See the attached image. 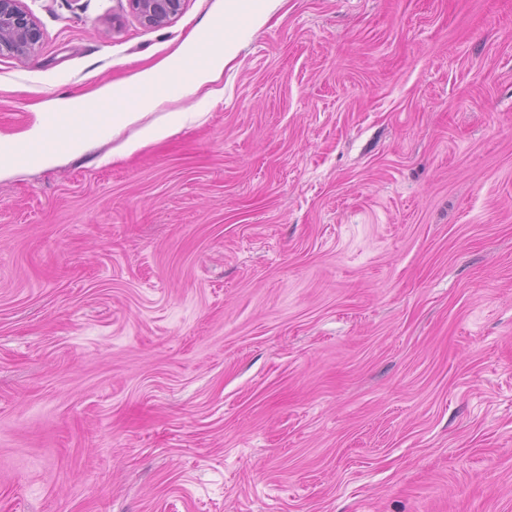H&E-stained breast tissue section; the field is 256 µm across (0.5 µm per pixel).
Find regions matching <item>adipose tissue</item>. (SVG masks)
Listing matches in <instances>:
<instances>
[{
	"label": "adipose tissue",
	"mask_w": 512,
	"mask_h": 512,
	"mask_svg": "<svg viewBox=\"0 0 512 512\" xmlns=\"http://www.w3.org/2000/svg\"><path fill=\"white\" fill-rule=\"evenodd\" d=\"M275 0H219L214 16L199 35L198 40L209 49V63L200 68L188 63L187 48H179L157 65L133 75L130 87L145 88L149 97H125L121 119L108 130L109 138H121L118 155H126L156 140L179 131L187 113L171 111L159 113L158 108L170 101V87L194 94L213 82L224 70L236 51L238 41L247 35L269 12ZM125 87L109 85L95 92L72 97H60L50 107L57 124L62 128L76 127L83 121V110L99 101L124 95ZM132 129L131 137H124L125 129Z\"/></svg>",
	"instance_id": "ef3b65f1"
}]
</instances>
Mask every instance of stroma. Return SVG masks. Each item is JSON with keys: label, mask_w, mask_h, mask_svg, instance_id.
Wrapping results in <instances>:
<instances>
[{"label": "stroma", "mask_w": 512, "mask_h": 512, "mask_svg": "<svg viewBox=\"0 0 512 512\" xmlns=\"http://www.w3.org/2000/svg\"><path fill=\"white\" fill-rule=\"evenodd\" d=\"M214 4L30 0L0 136ZM212 88L0 177V512H512V0H279ZM184 2V0H129V5L142 24L162 27L182 12ZM186 112H165L159 118L142 124L135 133L125 140L113 157H122L156 140L162 139L179 131L183 122L188 119Z\"/></svg>", "instance_id": "35a3bbf8"}]
</instances>
